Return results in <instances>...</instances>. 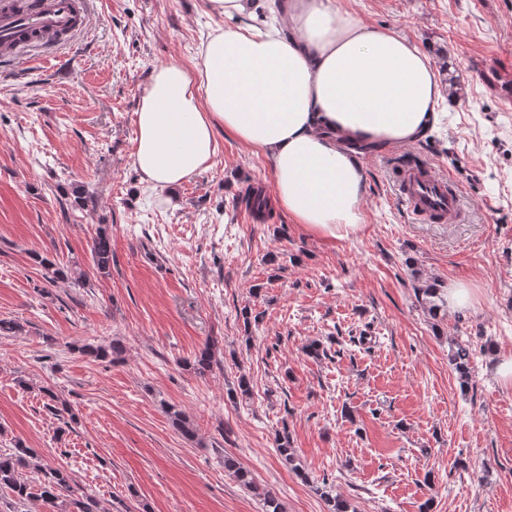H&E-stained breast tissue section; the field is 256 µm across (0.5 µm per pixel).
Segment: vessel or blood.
<instances>
[{"instance_id": "1", "label": "vessel or blood", "mask_w": 512, "mask_h": 512, "mask_svg": "<svg viewBox=\"0 0 512 512\" xmlns=\"http://www.w3.org/2000/svg\"><path fill=\"white\" fill-rule=\"evenodd\" d=\"M88 0H39L28 9L17 0H0V50L18 53L33 43L59 41L86 23ZM396 198L413 216L447 224L462 215L461 191L450 178L427 165H409L392 174Z\"/></svg>"}]
</instances>
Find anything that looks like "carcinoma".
<instances>
[{"mask_svg":"<svg viewBox=\"0 0 512 512\" xmlns=\"http://www.w3.org/2000/svg\"><path fill=\"white\" fill-rule=\"evenodd\" d=\"M244 201L245 207L255 219L262 221L268 217L269 201L263 190L252 191L245 196ZM91 257L94 274L100 277H107L111 274L112 239L104 228L99 229L93 239ZM33 259L51 270L49 279L53 282L59 279H70L82 288L89 284V274L77 266H59L44 260L37 254L33 256ZM78 350L100 361L108 358L115 361L125 353V347L119 339L113 340L107 346L86 343L79 346ZM470 354L471 351L467 344L458 341L454 343L450 362L464 384L469 379ZM214 357L215 344L205 343L195 356L193 369L199 374L210 371ZM43 392L48 398L49 410L55 412V415L72 414L70 404L57 392L49 387L43 388ZM165 413L182 436L190 441L196 439V428L183 411L173 405H167ZM35 457V452L25 447L20 441L14 443L12 452L0 453V490L10 492L13 498L20 503L37 499L42 502L46 512H104L96 496L76 487L69 470L64 467L37 464ZM27 469L37 473L35 481L31 482L24 477V471ZM224 470L231 473L241 485L263 498L265 512H283L281 503L270 493L259 490L251 474L241 468L233 458L224 457Z\"/></svg>","mask_w":512,"mask_h":512,"instance_id":"obj_1","label":"carcinoma"}]
</instances>
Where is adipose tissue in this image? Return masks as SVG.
<instances>
[{
    "label": "adipose tissue",
    "instance_id": "obj_1",
    "mask_svg": "<svg viewBox=\"0 0 512 512\" xmlns=\"http://www.w3.org/2000/svg\"><path fill=\"white\" fill-rule=\"evenodd\" d=\"M229 24L199 60L156 65L137 112L133 163L174 189L207 169L217 131L264 155L277 200L305 230L356 233L366 195L358 145L402 147L437 127L444 100L429 55L340 0H209Z\"/></svg>",
    "mask_w": 512,
    "mask_h": 512
}]
</instances>
